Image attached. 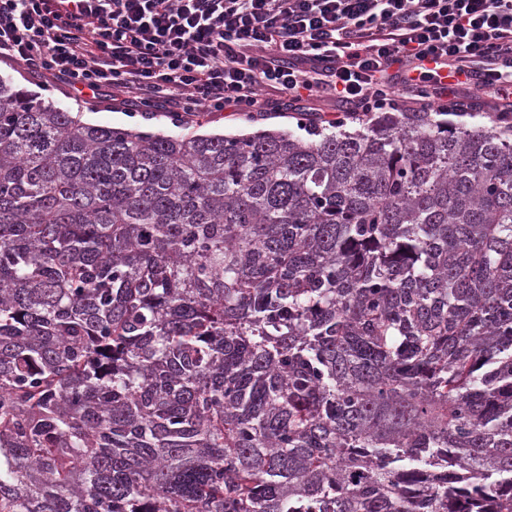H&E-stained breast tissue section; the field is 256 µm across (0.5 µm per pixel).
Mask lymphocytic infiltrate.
Masks as SVG:
<instances>
[{
	"instance_id": "1",
	"label": "lymphocytic infiltrate",
	"mask_w": 512,
	"mask_h": 512,
	"mask_svg": "<svg viewBox=\"0 0 512 512\" xmlns=\"http://www.w3.org/2000/svg\"><path fill=\"white\" fill-rule=\"evenodd\" d=\"M148 112H512V0H0V61Z\"/></svg>"
}]
</instances>
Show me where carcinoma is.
Wrapping results in <instances>:
<instances>
[{
  "label": "carcinoma",
  "instance_id": "obj_1",
  "mask_svg": "<svg viewBox=\"0 0 512 512\" xmlns=\"http://www.w3.org/2000/svg\"><path fill=\"white\" fill-rule=\"evenodd\" d=\"M306 133L0 79V512H512V113Z\"/></svg>",
  "mask_w": 512,
  "mask_h": 512
}]
</instances>
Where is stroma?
Listing matches in <instances>:
<instances>
[{"label": "stroma", "instance_id": "stroma-1", "mask_svg": "<svg viewBox=\"0 0 512 512\" xmlns=\"http://www.w3.org/2000/svg\"><path fill=\"white\" fill-rule=\"evenodd\" d=\"M0 78L11 80L15 84L41 93L61 108L82 113L84 119L91 123L113 127L137 126L167 134L192 132L228 134L248 132L257 128L284 129L297 133L301 130L302 122L308 121L320 125L324 121L335 119L338 115L336 104L332 99L319 98L311 102L309 115L304 120L300 119L299 115L290 116L284 112L251 118L229 111L211 112L203 108L180 120L164 109L148 114L136 112L119 106L111 96L106 94L95 100L85 98L69 90L63 83L34 74L17 63L0 61Z\"/></svg>", "mask_w": 512, "mask_h": 512}]
</instances>
